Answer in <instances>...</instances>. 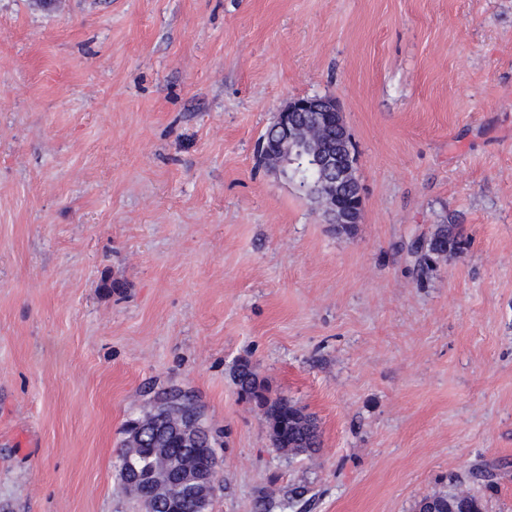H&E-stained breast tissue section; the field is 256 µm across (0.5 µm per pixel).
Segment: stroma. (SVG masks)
Segmentation results:
<instances>
[{"label":"stroma","instance_id":"1","mask_svg":"<svg viewBox=\"0 0 512 512\" xmlns=\"http://www.w3.org/2000/svg\"><path fill=\"white\" fill-rule=\"evenodd\" d=\"M314 95L357 149L348 235L256 154ZM441 224L466 245L417 278ZM170 390L208 512H512V0H0V512H140L116 461ZM234 379L241 393L263 412L272 446L286 455L313 456L321 447L316 422L305 408L286 397L272 398L269 387L260 380L248 359L234 368ZM461 497L462 500H469L472 502H476L478 507L480 508L479 511H482L481 508H483V504L481 501V498L478 497L476 494H472L469 492H463L458 491L454 493H442V492H436L433 494H429L421 498L415 505L417 512H428V511H435V512H470L467 511V507H459L455 504L449 503L448 504V498H457Z\"/></svg>","mask_w":512,"mask_h":512}]
</instances>
